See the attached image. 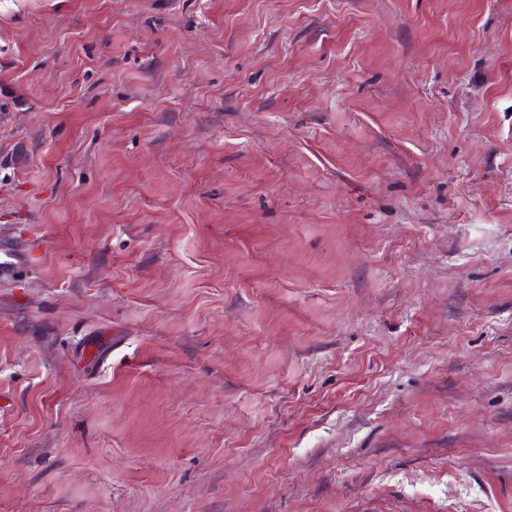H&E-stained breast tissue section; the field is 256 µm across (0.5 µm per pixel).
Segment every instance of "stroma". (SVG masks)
Segmentation results:
<instances>
[{"mask_svg":"<svg viewBox=\"0 0 512 512\" xmlns=\"http://www.w3.org/2000/svg\"><path fill=\"white\" fill-rule=\"evenodd\" d=\"M0 512H512V0H0Z\"/></svg>","mask_w":512,"mask_h":512,"instance_id":"35a3bbf8","label":"stroma"}]
</instances>
